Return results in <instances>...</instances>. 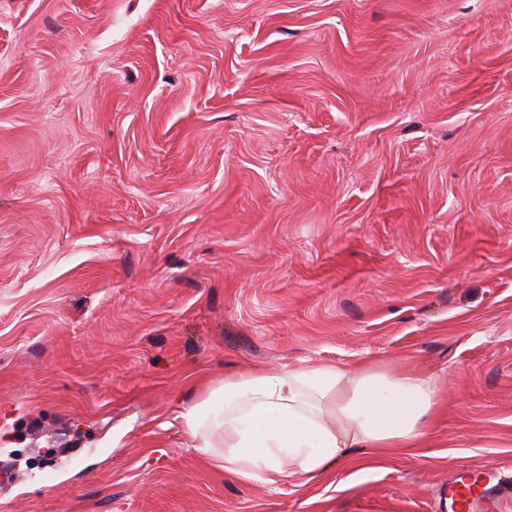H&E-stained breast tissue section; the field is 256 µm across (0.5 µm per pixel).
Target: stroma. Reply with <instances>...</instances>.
<instances>
[{
	"instance_id": "1",
	"label": "stroma",
	"mask_w": 512,
	"mask_h": 512,
	"mask_svg": "<svg viewBox=\"0 0 512 512\" xmlns=\"http://www.w3.org/2000/svg\"><path fill=\"white\" fill-rule=\"evenodd\" d=\"M432 378L421 454L239 482L206 382ZM0 512H448L512 478V0H0ZM504 490L505 487H499L492 494L482 483L480 475L463 471L448 485V512L494 510L498 505V496Z\"/></svg>"
}]
</instances>
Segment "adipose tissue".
<instances>
[{
	"mask_svg": "<svg viewBox=\"0 0 512 512\" xmlns=\"http://www.w3.org/2000/svg\"><path fill=\"white\" fill-rule=\"evenodd\" d=\"M438 407L428 378L369 364L271 367L211 381L181 414L194 451L241 482L310 483L355 449L417 450Z\"/></svg>",
	"mask_w": 512,
	"mask_h": 512,
	"instance_id": "obj_1",
	"label": "adipose tissue"
}]
</instances>
